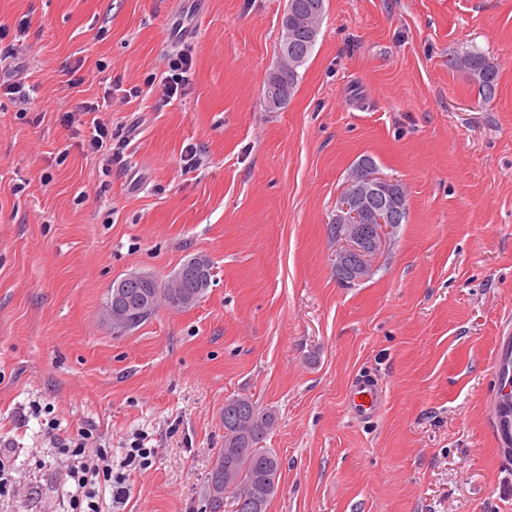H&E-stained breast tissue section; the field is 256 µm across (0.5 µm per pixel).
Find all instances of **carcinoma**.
<instances>
[{"instance_id": "1", "label": "carcinoma", "mask_w": 512, "mask_h": 512, "mask_svg": "<svg viewBox=\"0 0 512 512\" xmlns=\"http://www.w3.org/2000/svg\"><path fill=\"white\" fill-rule=\"evenodd\" d=\"M288 11L304 18L303 27L296 34L281 36L276 60L268 74L264 89L276 85L288 90L281 107H286L294 95L299 70L310 58L318 40L324 15V0H290ZM448 64L462 72L478 90L484 101L494 98L498 86V72L486 58L473 50L454 55ZM211 285L208 277L191 288L190 297L180 308L195 306L203 299ZM157 311L133 310L122 326H114L116 334L131 332L148 321ZM275 422L274 413L260 409L248 397L232 398L224 404V447L219 449L212 469L203 486L201 499L204 512H223L226 496L233 502L246 500L244 512H267L279 492L280 459L263 445Z\"/></svg>"}]
</instances>
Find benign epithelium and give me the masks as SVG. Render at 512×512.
Masks as SVG:
<instances>
[{"label": "benign epithelium", "instance_id": "1", "mask_svg": "<svg viewBox=\"0 0 512 512\" xmlns=\"http://www.w3.org/2000/svg\"><path fill=\"white\" fill-rule=\"evenodd\" d=\"M395 179L382 175L372 163L362 165L360 178L347 186L336 199L332 222L336 232L333 267L336 280L343 284L356 279L363 267L374 263L386 246L387 228L403 222V211L389 195ZM154 305L140 275L128 276L112 286L109 321L121 320L138 306Z\"/></svg>", "mask_w": 512, "mask_h": 512}]
</instances>
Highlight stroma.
Here are the masks:
<instances>
[{"label": "stroma", "instance_id": "35a3bbf8", "mask_svg": "<svg viewBox=\"0 0 512 512\" xmlns=\"http://www.w3.org/2000/svg\"><path fill=\"white\" fill-rule=\"evenodd\" d=\"M199 8L185 42L169 24ZM288 0H0L27 21L22 105L0 97V437L13 488L0 512H63L68 461L29 417L154 451L117 512H198L224 444V405L250 397L276 422L268 512H512V465L492 433V360L512 326V0H325L288 106L264 84ZM190 47L187 94L160 105L168 54ZM485 55L482 102L449 59ZM138 97L87 150L63 117L111 81ZM196 148L198 167L188 163ZM406 188L372 278L344 287L328 235L353 163ZM213 265L206 296L160 306L119 336L114 280ZM362 373L385 390L355 419Z\"/></svg>", "mask_w": 512, "mask_h": 512}]
</instances>
